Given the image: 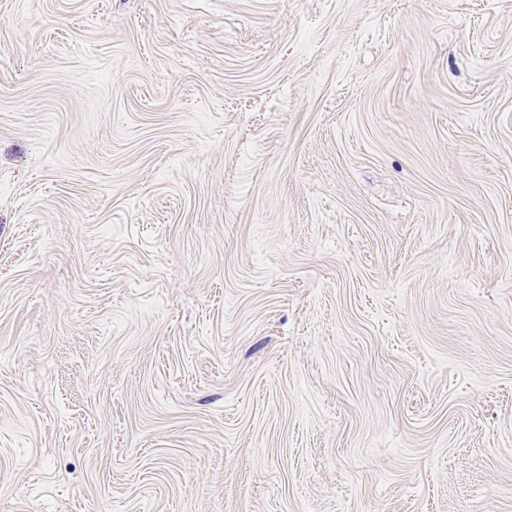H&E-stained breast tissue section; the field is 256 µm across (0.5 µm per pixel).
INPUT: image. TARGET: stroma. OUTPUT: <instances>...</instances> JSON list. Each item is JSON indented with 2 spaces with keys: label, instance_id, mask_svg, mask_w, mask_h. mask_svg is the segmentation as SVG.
Returning <instances> with one entry per match:
<instances>
[{
  "label": "stroma",
  "instance_id": "1",
  "mask_svg": "<svg viewBox=\"0 0 512 512\" xmlns=\"http://www.w3.org/2000/svg\"><path fill=\"white\" fill-rule=\"evenodd\" d=\"M0 512H512V0H0Z\"/></svg>",
  "mask_w": 512,
  "mask_h": 512
}]
</instances>
